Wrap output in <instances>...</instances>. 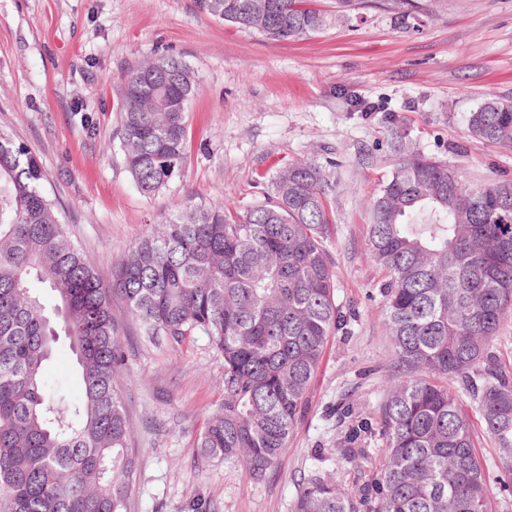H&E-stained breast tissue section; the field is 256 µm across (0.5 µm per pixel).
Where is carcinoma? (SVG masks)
Instances as JSON below:
<instances>
[{
	"instance_id": "carcinoma-1",
	"label": "carcinoma",
	"mask_w": 512,
	"mask_h": 512,
	"mask_svg": "<svg viewBox=\"0 0 512 512\" xmlns=\"http://www.w3.org/2000/svg\"><path fill=\"white\" fill-rule=\"evenodd\" d=\"M311 0H196L198 10L276 42L319 32ZM408 18L421 0H393ZM191 68L173 55L133 68L118 92L124 164L154 195L181 177ZM468 132L512 143V101L485 100ZM399 155L373 200L366 255L383 274L390 385L377 412H337L341 452L360 461L302 482L294 512H491L458 389L477 404L512 472V371L493 351L512 312V180L462 182L448 164ZM30 149L0 131V512H127L138 456L117 377L126 355L111 296L139 334L180 346L207 337L224 360V399L197 440L201 457L243 462L256 478L276 466L302 421L331 336L347 329L326 242L328 176L287 163L242 216L190 203L148 229L105 283L68 237ZM49 290L47 309L32 285ZM82 394L47 389L59 334Z\"/></svg>"
}]
</instances>
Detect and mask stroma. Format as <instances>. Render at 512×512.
Returning a JSON list of instances; mask_svg holds the SVG:
<instances>
[{
    "label": "stroma",
    "mask_w": 512,
    "mask_h": 512,
    "mask_svg": "<svg viewBox=\"0 0 512 512\" xmlns=\"http://www.w3.org/2000/svg\"><path fill=\"white\" fill-rule=\"evenodd\" d=\"M327 23L296 42H271L200 13L195 0H0V131L39 159L69 238L104 280L124 250L161 217L193 202L244 210L293 160L325 165L334 223L327 247L335 298L349 319L332 336L304 420L263 479L204 460L197 438L224 395V361L205 337L151 344L112 311L128 357L123 403L140 470L128 512H292L304 478H353L335 453L332 405L372 412L390 373L379 270L366 256L371 200L411 150L455 167L461 180L512 178V146L472 139L466 118L486 98L512 99V0H434L400 19L373 0L350 13L318 0ZM173 54L193 70L184 177L147 196L123 163L117 88L131 68ZM485 471L492 512H512V475L477 405L460 394Z\"/></svg>",
    "instance_id": "stroma-1"
}]
</instances>
